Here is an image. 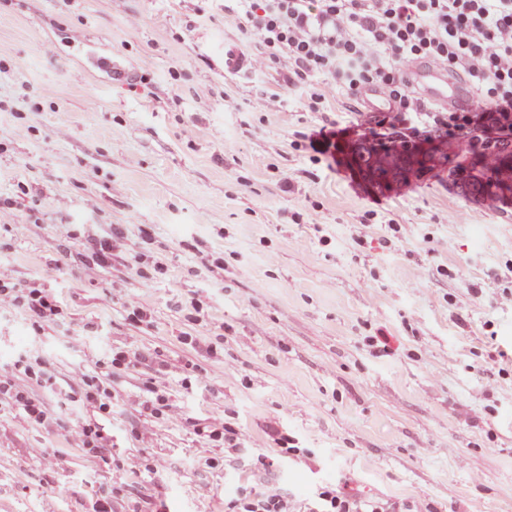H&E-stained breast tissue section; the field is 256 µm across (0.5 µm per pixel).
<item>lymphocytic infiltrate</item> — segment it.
<instances>
[{"mask_svg": "<svg viewBox=\"0 0 512 512\" xmlns=\"http://www.w3.org/2000/svg\"><path fill=\"white\" fill-rule=\"evenodd\" d=\"M224 14L242 19L244 36L260 45L254 68L278 66L304 91L308 110L323 98L311 80L324 76L329 90L352 100L368 85L388 95L397 116L377 126L389 142L409 145L436 133L470 145L512 141V0H224ZM412 60L463 76L478 95L475 108L429 103L405 73ZM243 461L262 485L237 487L224 512H292L287 494L266 481L275 459L252 454ZM312 512L396 510L349 484L326 483Z\"/></svg>", "mask_w": 512, "mask_h": 512, "instance_id": "lymphocytic-infiltrate-1", "label": "lymphocytic infiltrate"}]
</instances>
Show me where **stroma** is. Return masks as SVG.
I'll return each mask as SVG.
<instances>
[{
    "instance_id": "obj_1",
    "label": "stroma",
    "mask_w": 512,
    "mask_h": 512,
    "mask_svg": "<svg viewBox=\"0 0 512 512\" xmlns=\"http://www.w3.org/2000/svg\"><path fill=\"white\" fill-rule=\"evenodd\" d=\"M228 45L260 52L224 0H0V283L61 307L0 308V379L48 412L36 424L0 398V512H94L103 496L113 512H222L254 483L203 432L225 423L269 456L289 437L277 480L296 512L345 479L419 512H512V200L458 193L449 137L388 189L346 150L315 160L303 133L334 118L353 142L373 113L340 96L308 111L276 66L225 72ZM115 229L120 254L100 264ZM89 418L111 433L96 456L79 446ZM12 288L6 285H0V304L20 302V298L24 299L28 308L36 317L44 321L55 320L60 314L57 301L51 294L45 292L42 288H30L26 294L15 296L10 294Z\"/></svg>"
}]
</instances>
